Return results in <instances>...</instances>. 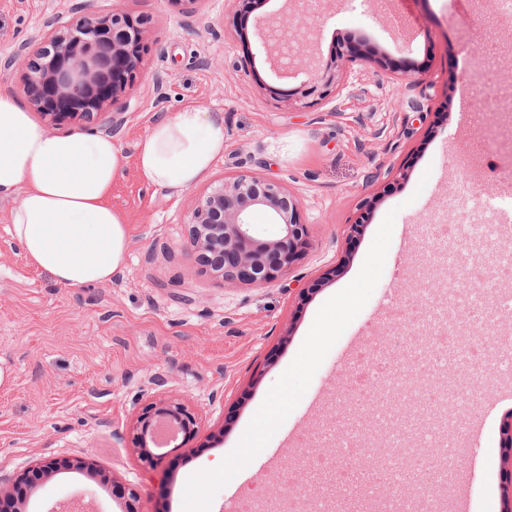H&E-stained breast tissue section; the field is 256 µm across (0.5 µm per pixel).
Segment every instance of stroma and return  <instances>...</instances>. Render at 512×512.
I'll list each match as a JSON object with an SVG mask.
<instances>
[{"label":"stroma","instance_id":"1","mask_svg":"<svg viewBox=\"0 0 512 512\" xmlns=\"http://www.w3.org/2000/svg\"><path fill=\"white\" fill-rule=\"evenodd\" d=\"M76 0H0V58L36 43L52 16L71 17ZM148 18L141 76L126 95L117 140L126 156L111 202L126 216L130 246L111 281L85 288L55 282L27 260L10 233L17 196H0V488L44 458L92 460L111 485L78 472L42 480L25 512H53L82 498L94 512H239L263 480L306 474L307 492L335 494V481L311 472L305 456L319 428L369 426L373 414L344 368L354 340L395 353L408 348L397 295L418 313L416 282L444 297L452 272L433 258L434 226L475 222L468 200L487 184L488 163L512 165V115L485 112L471 79L473 49L493 43L494 76L512 74V41L480 5L461 20L455 0H323L311 33L319 63L341 43L360 46L369 60L346 63L326 96L302 97L306 76L276 73L258 49L254 29L237 33L231 0H126ZM415 74L413 86L400 80ZM193 102L224 119V156L192 189L172 195L141 181L135 146L155 120ZM242 173L278 180L301 202L310 246L281 279L255 287L227 285L196 263L187 213L211 187ZM364 226L350 234L356 219ZM391 228L383 252L370 251L380 226ZM512 248V223L491 242L458 246L460 262L494 270L512 291V275L495 256ZM376 275L358 296L355 313L325 345L300 395L239 464L240 442L253 416L280 396L289 364L337 289L355 286L366 261ZM481 397L468 411L420 409L425 425L450 438L460 461L475 447L472 422L488 402L512 390V379H478ZM174 398L194 411L198 435L155 463L133 444L142 408ZM492 448L487 484L473 485L470 512H506L512 489V409L486 437Z\"/></svg>","mask_w":512,"mask_h":512}]
</instances>
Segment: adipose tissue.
Segmentation results:
<instances>
[{"instance_id": "adipose-tissue-1", "label": "adipose tissue", "mask_w": 512, "mask_h": 512, "mask_svg": "<svg viewBox=\"0 0 512 512\" xmlns=\"http://www.w3.org/2000/svg\"><path fill=\"white\" fill-rule=\"evenodd\" d=\"M140 178L172 193L199 183L224 155V121L188 104L155 121L136 144ZM125 155L111 136L92 132L53 134L37 123L11 93L0 92V195H18L11 233L27 259L54 280L78 288L110 281L128 251L124 214L111 203L112 184ZM357 302L353 288L337 289L330 314L310 332L289 366L282 396L258 411L242 441L261 447L270 426L290 409L291 381L306 376L326 342Z\"/></svg>"}]
</instances>
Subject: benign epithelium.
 Instances as JSON below:
<instances>
[{"label":"benign epithelium","mask_w":512,"mask_h":512,"mask_svg":"<svg viewBox=\"0 0 512 512\" xmlns=\"http://www.w3.org/2000/svg\"><path fill=\"white\" fill-rule=\"evenodd\" d=\"M71 20L53 17L46 23L39 46L26 43L4 60L2 70L23 69V89L47 126L79 125L114 133L121 124L122 100L137 80L142 62V41L146 18L125 10L122 4L99 13L78 3ZM302 4L294 12L256 22L259 44L274 49L273 66L289 75L306 57L307 32L297 33L306 23ZM336 61L322 72H313L303 97L324 95L335 79ZM299 200L276 181L257 175L240 174L223 181L204 195L187 215L195 259L228 283L265 285L287 274L308 245L307 225L299 220ZM265 210L277 235L260 237L249 217L253 210ZM165 421L182 435V443L198 432V419L187 405L160 399L146 405L134 428L135 448L149 462L156 457L150 448L156 426ZM65 470H77L105 479L86 460L75 462L42 460L22 471L15 485L28 484L30 473L51 478Z\"/></svg>","instance_id":"1"}]
</instances>
